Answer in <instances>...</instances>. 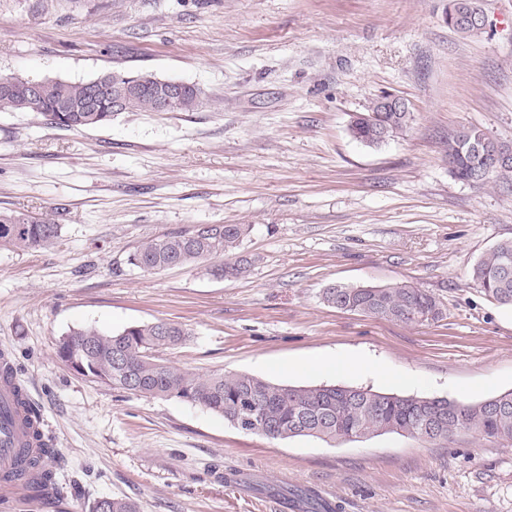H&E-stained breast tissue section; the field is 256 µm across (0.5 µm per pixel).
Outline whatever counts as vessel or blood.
Returning a JSON list of instances; mask_svg holds the SVG:
<instances>
[{
	"mask_svg": "<svg viewBox=\"0 0 512 512\" xmlns=\"http://www.w3.org/2000/svg\"><path fill=\"white\" fill-rule=\"evenodd\" d=\"M31 400L18 382L14 361L8 349H0V512L27 496L25 485L5 481L15 467V451L36 448L33 436Z\"/></svg>",
	"mask_w": 512,
	"mask_h": 512,
	"instance_id": "obj_1",
	"label": "vessel or blood"
}]
</instances>
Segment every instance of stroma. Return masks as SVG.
Returning <instances> with one entry per match:
<instances>
[{
    "label": "stroma",
    "mask_w": 512,
    "mask_h": 512,
    "mask_svg": "<svg viewBox=\"0 0 512 512\" xmlns=\"http://www.w3.org/2000/svg\"><path fill=\"white\" fill-rule=\"evenodd\" d=\"M448 2L0 0V74L142 71L205 93L195 112H119L79 131L0 112V211L60 226L51 247L0 248V347L44 417L58 476L52 507L14 512H91L108 496L139 512H279L307 491L342 512H512V447L475 434L270 440L81 376L58 354L79 328L166 321L189 337L165 359L198 374L458 401L512 390V308L471 279L512 239V185L458 181L445 155L463 127L512 142V0H480L489 24L471 37L449 28ZM384 92L413 119L369 147L349 120ZM199 224L250 225V273L129 265L142 240ZM401 281L434 294L443 319L321 299L334 282ZM324 357L386 375L303 370Z\"/></svg>",
    "instance_id": "stroma-1"
}]
</instances>
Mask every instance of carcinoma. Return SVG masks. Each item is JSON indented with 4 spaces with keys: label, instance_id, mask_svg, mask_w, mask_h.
<instances>
[{
    "label": "carcinoma",
    "instance_id": "carcinoma-1",
    "mask_svg": "<svg viewBox=\"0 0 512 512\" xmlns=\"http://www.w3.org/2000/svg\"><path fill=\"white\" fill-rule=\"evenodd\" d=\"M148 87L129 98L127 112L155 111V89L162 79L138 72ZM47 102L30 111L39 113L46 124L66 130L103 126L112 121L109 102L91 103L86 81L51 80ZM203 104L200 94L189 89L175 102L172 111L193 112ZM412 119L406 102L391 105L383 112H357L350 117L348 131L353 139L379 147L403 133ZM388 133V139L382 134ZM485 132L464 127L448 138L449 173L468 182L487 165L490 152L477 151ZM250 230L247 224L197 225L191 231H177L148 239L128 257V263L142 271L163 270L172 265L192 266L205 274L221 278L245 276L252 261L238 255ZM59 225L46 218L21 212H0V247L24 251L54 244ZM472 280L490 299L512 307V240L499 243L483 255L472 269ZM322 299L328 305L347 312L381 319L424 323L443 318V305L431 293L406 282L385 286L340 284L325 288ZM188 332L165 321L131 325L118 332L94 327L73 330L59 345L60 357L78 374L91 377L132 394L164 399H181L200 405L224 417L230 424L245 417L252 402L266 405L268 429L263 436L278 440L313 437L328 444L336 441L370 439L395 433L419 440L436 441L422 434V426L431 419L449 441L462 430L475 428L480 437L512 447V391L480 401L466 402L454 409V400L376 392L370 388H338L334 384L297 387L239 373L198 375L157 356L165 349L183 344ZM13 477L25 480L26 487L39 494L49 505L45 492L57 486V472L38 456L21 449ZM93 512H138L137 505L121 497H105L95 503Z\"/></svg>",
    "mask_w": 512,
    "mask_h": 512
}]
</instances>
